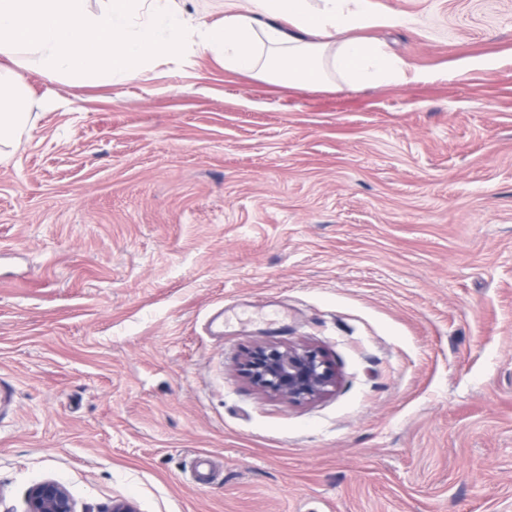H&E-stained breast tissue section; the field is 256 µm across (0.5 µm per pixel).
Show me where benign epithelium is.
<instances>
[{
	"label": "benign epithelium",
	"mask_w": 512,
	"mask_h": 512,
	"mask_svg": "<svg viewBox=\"0 0 512 512\" xmlns=\"http://www.w3.org/2000/svg\"><path fill=\"white\" fill-rule=\"evenodd\" d=\"M240 370L257 392L289 404L314 401L338 383L336 365L318 346L282 345L264 339L254 342ZM25 512H78L77 503L59 481L46 479L27 491Z\"/></svg>",
	"instance_id": "1"
}]
</instances>
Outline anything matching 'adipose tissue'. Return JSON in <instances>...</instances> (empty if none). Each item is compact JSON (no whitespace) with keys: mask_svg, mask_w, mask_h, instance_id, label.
<instances>
[{"mask_svg":"<svg viewBox=\"0 0 512 512\" xmlns=\"http://www.w3.org/2000/svg\"><path fill=\"white\" fill-rule=\"evenodd\" d=\"M369 0H224V19L207 24L165 0H0V55L36 58L50 78L85 84L135 80L155 60L197 52L225 69L299 89L329 82L359 89L404 85L423 75L380 45L353 37L370 26L400 27ZM42 107L21 76L0 67V146L31 126Z\"/></svg>","mask_w":512,"mask_h":512,"instance_id":"obj_1","label":"adipose tissue"}]
</instances>
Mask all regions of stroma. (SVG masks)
<instances>
[{
    "label": "stroma",
    "instance_id": "1",
    "mask_svg": "<svg viewBox=\"0 0 512 512\" xmlns=\"http://www.w3.org/2000/svg\"><path fill=\"white\" fill-rule=\"evenodd\" d=\"M370 8L423 81L0 55L43 103L0 160V512L48 478L92 512H512V0ZM259 338L335 391H254ZM240 370L254 390L289 404L314 401L338 383L332 359L320 347L306 343L282 345L257 339Z\"/></svg>",
    "mask_w": 512,
    "mask_h": 512
}]
</instances>
